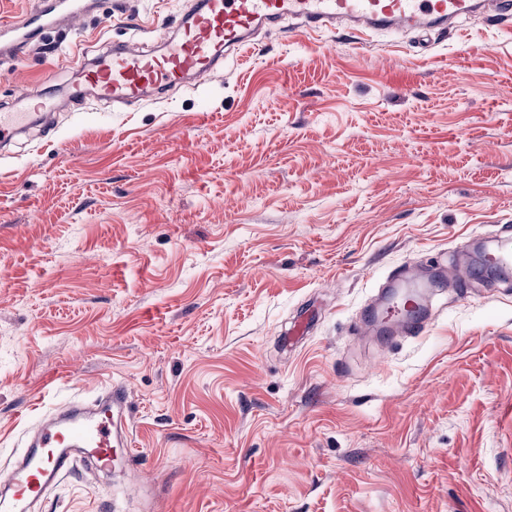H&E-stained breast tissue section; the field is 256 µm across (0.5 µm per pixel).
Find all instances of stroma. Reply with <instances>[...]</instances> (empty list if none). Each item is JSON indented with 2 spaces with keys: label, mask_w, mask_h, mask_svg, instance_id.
Returning a JSON list of instances; mask_svg holds the SVG:
<instances>
[{
  "label": "stroma",
  "mask_w": 512,
  "mask_h": 512,
  "mask_svg": "<svg viewBox=\"0 0 512 512\" xmlns=\"http://www.w3.org/2000/svg\"><path fill=\"white\" fill-rule=\"evenodd\" d=\"M195 3L93 0L0 54V112L53 103L0 146V468L120 382L135 460L34 512H512V278L467 275L512 226V30L286 19L199 87L73 98ZM434 266L422 335L354 333Z\"/></svg>",
  "instance_id": "stroma-1"
}]
</instances>
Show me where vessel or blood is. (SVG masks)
I'll use <instances>...</instances> for the list:
<instances>
[{"label": "vessel or blood", "instance_id": "obj_1", "mask_svg": "<svg viewBox=\"0 0 512 512\" xmlns=\"http://www.w3.org/2000/svg\"><path fill=\"white\" fill-rule=\"evenodd\" d=\"M497 22L512 19V0H198L176 35H164V50L155 53L124 44L112 45L84 69V80L74 86V97L87 90L116 103H132L147 88L160 91L214 74L219 63L250 42L258 31L287 18L300 20L302 30L320 32L349 24L366 35L375 30L411 29L427 33L448 27L477 11ZM29 15L0 23V30L24 42L33 35ZM28 112H1L0 138L26 130ZM396 322L406 333L420 335L427 323L412 314L409 305L391 302L372 313L367 326ZM130 417L129 394L116 383L95 404H71L42 419L24 453L0 470V512H31L32 504L82 462L101 472L134 458L125 432Z\"/></svg>", "mask_w": 512, "mask_h": 512}]
</instances>
